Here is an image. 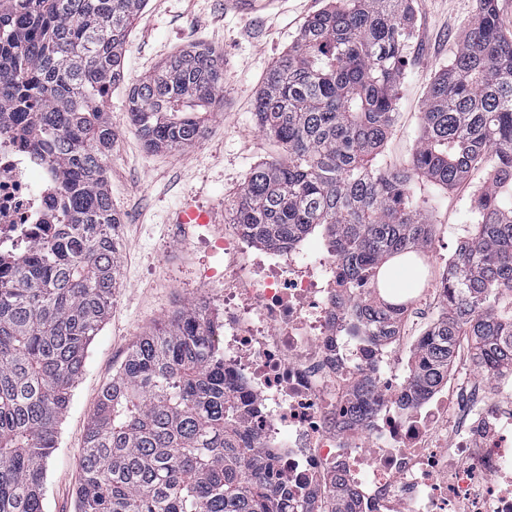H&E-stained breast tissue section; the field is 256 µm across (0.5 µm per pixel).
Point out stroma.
I'll return each instance as SVG.
<instances>
[{
	"label": "stroma",
	"instance_id": "stroma-1",
	"mask_svg": "<svg viewBox=\"0 0 512 512\" xmlns=\"http://www.w3.org/2000/svg\"><path fill=\"white\" fill-rule=\"evenodd\" d=\"M324 4L325 0H276L274 6L248 14L227 11L224 0H148L133 25L126 51L127 81L113 90L107 104L116 132L107 160V188L121 219L118 287L88 348L57 447L48 460L44 512H74L85 431L102 387L115 376L137 339L164 327L176 308L192 302H206L213 320L223 321L224 306L215 290L199 283L203 269L222 265L221 256L198 240L180 236L167 216L185 194L196 192L217 215L210 233L229 230L228 199L252 167L278 152L253 117L261 77ZM477 10L478 0H416L395 101L396 121L380 149L379 166L409 165L427 90L466 38ZM191 43L223 54L222 102L211 116L206 137L195 147L147 151L125 112L128 84ZM487 172V167H480L445 191L419 183L431 226L428 251L435 265L430 275L440 274L455 252L457 228L477 223L470 202L477 190L487 187Z\"/></svg>",
	"mask_w": 512,
	"mask_h": 512
}]
</instances>
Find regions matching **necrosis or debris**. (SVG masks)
<instances>
[{"label": "necrosis or debris", "mask_w": 512, "mask_h": 512, "mask_svg": "<svg viewBox=\"0 0 512 512\" xmlns=\"http://www.w3.org/2000/svg\"><path fill=\"white\" fill-rule=\"evenodd\" d=\"M45 160L0 125V263L57 221ZM223 269L224 374L245 432L282 491L326 512L335 476L362 512H512V375L448 369L409 388L418 351L405 334L365 335L359 289L332 247L304 238L270 248L235 229L208 239Z\"/></svg>", "instance_id": "obj_1"}]
</instances>
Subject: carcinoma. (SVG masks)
Returning a JSON list of instances; mask_svg holds the SVG:
<instances>
[{
	"mask_svg": "<svg viewBox=\"0 0 512 512\" xmlns=\"http://www.w3.org/2000/svg\"><path fill=\"white\" fill-rule=\"evenodd\" d=\"M466 40L431 83L409 167L374 159L395 120L412 0H329L267 70L258 126L283 150L255 165L230 223L258 242L328 234L364 293L354 314L392 336L405 301L389 285L424 272L430 224L417 182L452 187L491 163L470 243L419 350L411 387L448 374L456 345L512 373V33L497 0H478ZM146 0H0V120L17 127L61 180L59 221L0 275V512H43L48 459L112 303L120 217L106 185L110 89L125 80L129 28ZM224 92V61L194 45L133 83L128 117L153 151L198 144ZM238 391L207 307L192 303L140 337L102 391L86 434L75 512H306L288 505L240 428ZM331 512H359L339 482Z\"/></svg>",
	"mask_w": 512,
	"mask_h": 512,
	"instance_id": "cac0c4a2",
	"label": "carcinoma"
}]
</instances>
